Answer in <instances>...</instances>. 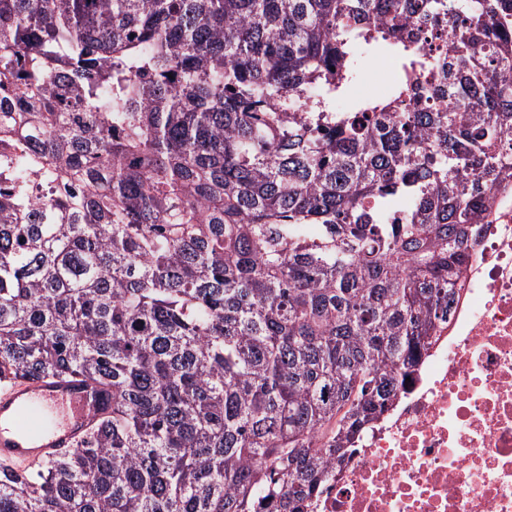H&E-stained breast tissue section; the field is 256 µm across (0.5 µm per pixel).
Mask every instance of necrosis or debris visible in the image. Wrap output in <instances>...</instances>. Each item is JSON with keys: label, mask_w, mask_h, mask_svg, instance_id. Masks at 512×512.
I'll return each instance as SVG.
<instances>
[{"label": "necrosis or debris", "mask_w": 512, "mask_h": 512, "mask_svg": "<svg viewBox=\"0 0 512 512\" xmlns=\"http://www.w3.org/2000/svg\"><path fill=\"white\" fill-rule=\"evenodd\" d=\"M417 374L312 512H512V186Z\"/></svg>", "instance_id": "1"}]
</instances>
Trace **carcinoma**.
Returning <instances> with one entry per match:
<instances>
[{"label":"carcinoma","mask_w":512,"mask_h":512,"mask_svg":"<svg viewBox=\"0 0 512 512\" xmlns=\"http://www.w3.org/2000/svg\"><path fill=\"white\" fill-rule=\"evenodd\" d=\"M0 93V384L112 389L0 512H303L512 180V0H0Z\"/></svg>","instance_id":"1"}]
</instances>
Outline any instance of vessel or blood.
Instances as JSON below:
<instances>
[{
    "label": "vessel or blood",
    "mask_w": 512,
    "mask_h": 512,
    "mask_svg": "<svg viewBox=\"0 0 512 512\" xmlns=\"http://www.w3.org/2000/svg\"><path fill=\"white\" fill-rule=\"evenodd\" d=\"M111 410V389L78 375L17 380L0 390V463H44L79 446Z\"/></svg>",
    "instance_id": "obj_1"
}]
</instances>
